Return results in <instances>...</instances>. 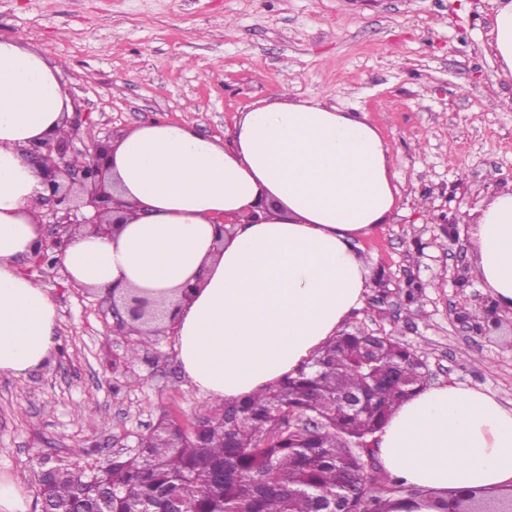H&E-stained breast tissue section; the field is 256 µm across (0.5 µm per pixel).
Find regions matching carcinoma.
I'll list each match as a JSON object with an SVG mask.
<instances>
[{
    "label": "carcinoma",
    "instance_id": "1",
    "mask_svg": "<svg viewBox=\"0 0 512 512\" xmlns=\"http://www.w3.org/2000/svg\"><path fill=\"white\" fill-rule=\"evenodd\" d=\"M425 386L395 338L341 330L295 374L200 413L192 430L163 418L132 452L85 466L35 458L46 512H377L403 484L367 464L389 415Z\"/></svg>",
    "mask_w": 512,
    "mask_h": 512
}]
</instances>
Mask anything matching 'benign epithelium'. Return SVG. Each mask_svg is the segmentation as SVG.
Listing matches in <instances>:
<instances>
[{"mask_svg":"<svg viewBox=\"0 0 512 512\" xmlns=\"http://www.w3.org/2000/svg\"><path fill=\"white\" fill-rule=\"evenodd\" d=\"M86 122L80 112H74L70 121L71 133L61 139L47 140L25 149L28 161L41 176L46 194L40 197L36 207H48L46 216L50 222L40 224L41 236L28 262L37 268L63 267L62 255L73 235L88 228L95 231L103 224H112V194L109 177L103 163L108 145L94 141L82 149L74 142L82 141L81 133ZM463 200H456L455 207L448 208L440 221L447 225L448 243L456 247V254L464 253V245L457 232V225L464 223L465 213L460 211ZM112 316V331L123 336L133 332L132 323L144 318L151 303L142 297L125 296L108 298ZM453 320L469 333L487 335L505 331L512 335V327H503L496 317L493 298H481L478 309L469 311L454 308Z\"/></svg>","mask_w":512,"mask_h":512,"instance_id":"benign-epithelium-1","label":"benign epithelium"}]
</instances>
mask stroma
<instances>
[{
    "instance_id": "obj_1",
    "label": "stroma",
    "mask_w": 512,
    "mask_h": 512,
    "mask_svg": "<svg viewBox=\"0 0 512 512\" xmlns=\"http://www.w3.org/2000/svg\"><path fill=\"white\" fill-rule=\"evenodd\" d=\"M488 0H0V35L44 47L73 101L108 142L151 121L187 122L231 142L253 103L318 99L360 112L388 148L397 189L385 223L353 242L370 286L348 326L395 337L427 382L512 405V342L463 331L438 220L451 197L512 177V78L487 45ZM57 309L56 346L26 376L0 375V476L35 506L41 453L133 449L160 417L190 427L207 401L185 379L175 336L128 360L100 295L32 271ZM418 291L406 301L402 290ZM106 420V430L94 423Z\"/></svg>"
}]
</instances>
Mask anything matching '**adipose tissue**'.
<instances>
[{"label":"adipose tissue","mask_w":512,"mask_h":512,"mask_svg":"<svg viewBox=\"0 0 512 512\" xmlns=\"http://www.w3.org/2000/svg\"><path fill=\"white\" fill-rule=\"evenodd\" d=\"M490 47L512 76V0H493ZM72 100L44 49L0 36V374L20 377L56 344L53 300L20 268L40 227L42 179L24 150L65 136ZM123 220L79 235L62 263L100 292H144L175 317L177 358L207 399L232 401L293 373L360 308L369 271L354 236L396 205L387 148L364 115L316 99L258 102L231 143L152 121L106 160ZM232 234L219 236L216 217ZM470 235L477 273L512 311V190L485 199ZM384 467L423 496L392 512H436L435 496L512 488V407L483 391L425 387L377 434Z\"/></svg>","instance_id":"obj_1"}]
</instances>
